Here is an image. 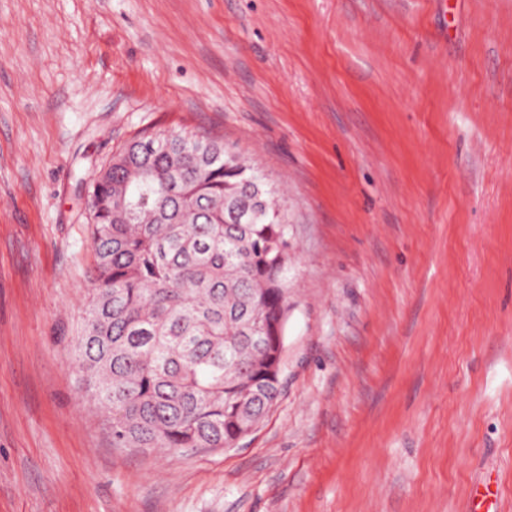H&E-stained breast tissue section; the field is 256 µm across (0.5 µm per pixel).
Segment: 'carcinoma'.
<instances>
[{
	"label": "carcinoma",
	"instance_id": "carcinoma-1",
	"mask_svg": "<svg viewBox=\"0 0 512 512\" xmlns=\"http://www.w3.org/2000/svg\"><path fill=\"white\" fill-rule=\"evenodd\" d=\"M224 144L139 137L93 181L95 288L74 342L114 448H230L283 390L290 231L278 190Z\"/></svg>",
	"mask_w": 512,
	"mask_h": 512
}]
</instances>
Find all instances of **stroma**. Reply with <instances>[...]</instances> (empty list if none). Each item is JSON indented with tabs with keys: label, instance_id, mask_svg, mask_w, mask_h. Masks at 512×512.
<instances>
[{
	"label": "stroma",
	"instance_id": "stroma-1",
	"mask_svg": "<svg viewBox=\"0 0 512 512\" xmlns=\"http://www.w3.org/2000/svg\"><path fill=\"white\" fill-rule=\"evenodd\" d=\"M281 191L283 393L116 448L74 373L88 186L131 140ZM512 512V0H0V512Z\"/></svg>",
	"mask_w": 512,
	"mask_h": 512
}]
</instances>
